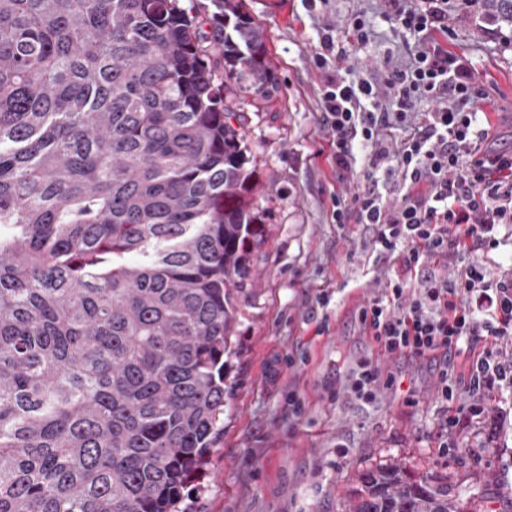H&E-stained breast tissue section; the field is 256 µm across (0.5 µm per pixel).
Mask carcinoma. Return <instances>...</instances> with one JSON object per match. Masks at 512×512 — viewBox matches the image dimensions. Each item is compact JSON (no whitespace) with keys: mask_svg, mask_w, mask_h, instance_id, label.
<instances>
[{"mask_svg":"<svg viewBox=\"0 0 512 512\" xmlns=\"http://www.w3.org/2000/svg\"><path fill=\"white\" fill-rule=\"evenodd\" d=\"M281 93L243 0H0V512H176L272 220L238 98ZM349 512L465 508L380 466Z\"/></svg>","mask_w":512,"mask_h":512,"instance_id":"1","label":"carcinoma"}]
</instances>
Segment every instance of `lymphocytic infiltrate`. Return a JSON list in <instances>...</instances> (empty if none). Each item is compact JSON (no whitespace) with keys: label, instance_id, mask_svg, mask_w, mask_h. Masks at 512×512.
Returning a JSON list of instances; mask_svg holds the SVG:
<instances>
[{"label":"lymphocytic infiltrate","instance_id":"obj_1","mask_svg":"<svg viewBox=\"0 0 512 512\" xmlns=\"http://www.w3.org/2000/svg\"><path fill=\"white\" fill-rule=\"evenodd\" d=\"M396 31L411 36L407 61H385L381 79L345 62L370 42L363 14L347 20V39L321 29L312 61L322 77L320 123L337 175L352 171L357 156L368 166L351 193L333 195L330 218L356 223L380 262L395 266L358 320L383 354L433 366L436 401L456 415L480 416L478 394L505 381L512 363L496 349L512 337V278H495L486 255L512 225V146H492L482 109L489 89L469 58L449 51L455 18L472 0H383ZM402 138H394V131ZM442 259L449 274L434 264ZM468 361V374L458 371ZM401 378L361 360L347 386L372 403L382 391L400 390Z\"/></svg>","mask_w":512,"mask_h":512}]
</instances>
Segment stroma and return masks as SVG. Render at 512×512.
Listing matches in <instances>:
<instances>
[{"label": "stroma", "instance_id": "35a3bbf8", "mask_svg": "<svg viewBox=\"0 0 512 512\" xmlns=\"http://www.w3.org/2000/svg\"><path fill=\"white\" fill-rule=\"evenodd\" d=\"M261 23L278 66L284 96L263 109L252 97L247 157L271 198L273 230L254 257V279L237 300V347L226 355L224 421L202 471L183 490L180 512H347V496L370 468L399 465L411 473L447 476L473 512H512V388L485 390L483 415L443 431L444 409L433 379L398 366L365 336L358 308L377 294L380 270L360 252L362 232L329 218L333 191H353L363 172L356 163L344 181L319 156L321 81L311 54L324 25L343 29L364 13L374 36L352 56L354 68L406 60L408 49L383 15L380 0H329L308 17L300 0H245ZM451 51L467 54L490 90L487 117L498 140L512 139V43L491 39L478 20L456 21ZM332 289L328 308L315 294ZM401 370L415 403L382 392L361 403L344 389L359 360ZM301 406L288 413L289 398ZM453 447L439 458L440 434Z\"/></svg>", "mask_w": 512, "mask_h": 512}]
</instances>
